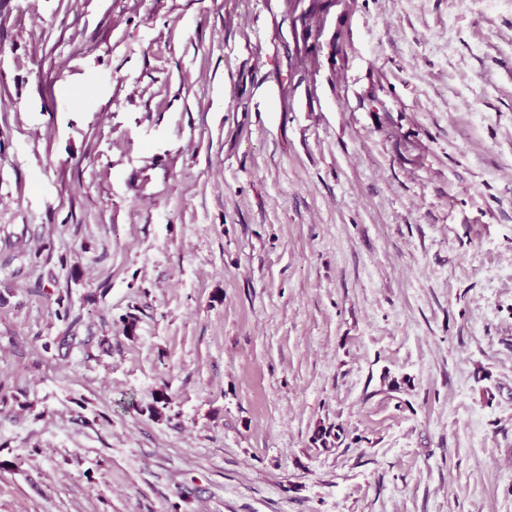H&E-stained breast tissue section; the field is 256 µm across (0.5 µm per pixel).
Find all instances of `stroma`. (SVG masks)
<instances>
[{"label": "stroma", "mask_w": 512, "mask_h": 512, "mask_svg": "<svg viewBox=\"0 0 512 512\" xmlns=\"http://www.w3.org/2000/svg\"><path fill=\"white\" fill-rule=\"evenodd\" d=\"M0 512H512V8L0 0Z\"/></svg>", "instance_id": "stroma-1"}]
</instances>
